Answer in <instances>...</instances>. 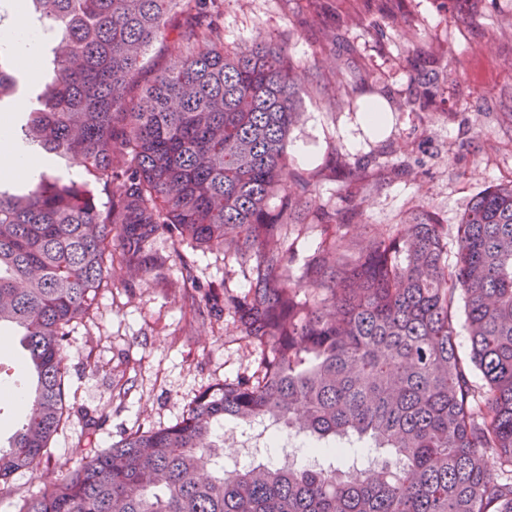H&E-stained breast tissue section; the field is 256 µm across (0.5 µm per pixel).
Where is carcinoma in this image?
I'll list each match as a JSON object with an SVG mask.
<instances>
[{
  "label": "carcinoma",
  "instance_id": "1",
  "mask_svg": "<svg viewBox=\"0 0 512 512\" xmlns=\"http://www.w3.org/2000/svg\"><path fill=\"white\" fill-rule=\"evenodd\" d=\"M12 14L56 35L22 144L81 158L89 179L47 169L21 193L0 189V326L19 332L30 380L0 486L37 467L69 413V326L114 264L132 281L165 277L158 238L253 262L246 291L221 283L191 306L203 322L227 311L258 354L252 374L206 388L170 426L126 435L21 512H512V182L484 189L451 231L422 210L348 256L339 214L285 175L305 93L285 51L224 46L207 0H12ZM159 40L180 48L161 68L145 62ZM8 58L0 97L15 85ZM408 73L402 110L444 104L437 57ZM308 220L324 237L294 281L283 231ZM227 419L309 435L311 452L339 463L301 468L286 454L203 476Z\"/></svg>",
  "mask_w": 512,
  "mask_h": 512
}]
</instances>
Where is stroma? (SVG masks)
I'll use <instances>...</instances> for the list:
<instances>
[{
  "label": "stroma",
  "instance_id": "stroma-1",
  "mask_svg": "<svg viewBox=\"0 0 512 512\" xmlns=\"http://www.w3.org/2000/svg\"><path fill=\"white\" fill-rule=\"evenodd\" d=\"M223 22L226 46L286 48L308 89L289 141L313 156L308 163L289 157L288 176L310 179L317 202L329 207L355 193L362 214L346 227L350 241L408 223L421 208L457 224L478 193L512 182V0H479L465 20L445 0H224ZM379 27L386 38L376 35ZM423 50L453 74L448 106L393 111L409 90L406 61ZM373 98L391 110L380 134L358 121ZM397 160L412 175L390 174ZM356 165L361 176L348 183ZM157 247L171 257L164 279L131 282L114 267L91 318L72 329L61 353L70 417L40 465L0 490V512H17L122 435L174 424L208 386L255 370L230 316L192 321L180 259L192 260L203 289L223 281L248 289L241 266L166 239ZM84 410L105 417L91 440L83 436Z\"/></svg>",
  "mask_w": 512,
  "mask_h": 512
}]
</instances>
